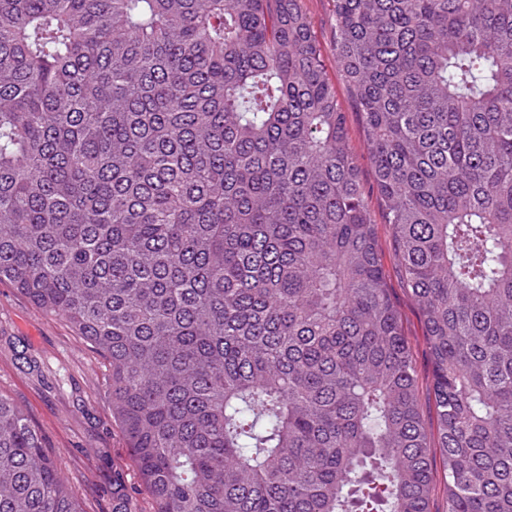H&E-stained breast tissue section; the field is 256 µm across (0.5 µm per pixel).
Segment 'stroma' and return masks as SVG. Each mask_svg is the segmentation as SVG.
<instances>
[{"label":"stroma","mask_w":512,"mask_h":512,"mask_svg":"<svg viewBox=\"0 0 512 512\" xmlns=\"http://www.w3.org/2000/svg\"><path fill=\"white\" fill-rule=\"evenodd\" d=\"M343 108L348 109L350 147L360 168L366 200L392 301L415 361L421 419L435 433L431 364L420 311L406 289L392 249V230L374 188V173L362 134L361 117L335 63L332 0H302ZM110 371L67 322L45 314L9 283H0V393L29 416L47 448L79 494L84 512H112V476L120 474L134 512H154L130 459V450L112 418Z\"/></svg>","instance_id":"obj_1"}]
</instances>
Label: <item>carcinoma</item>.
Instances as JSON below:
<instances>
[{
	"instance_id": "cac0c4a2",
	"label": "carcinoma",
	"mask_w": 512,
	"mask_h": 512,
	"mask_svg": "<svg viewBox=\"0 0 512 512\" xmlns=\"http://www.w3.org/2000/svg\"><path fill=\"white\" fill-rule=\"evenodd\" d=\"M334 3L432 439L301 0H0V283L107 361L155 512H429L433 446L512 512V0ZM0 512H84L1 393Z\"/></svg>"
}]
</instances>
